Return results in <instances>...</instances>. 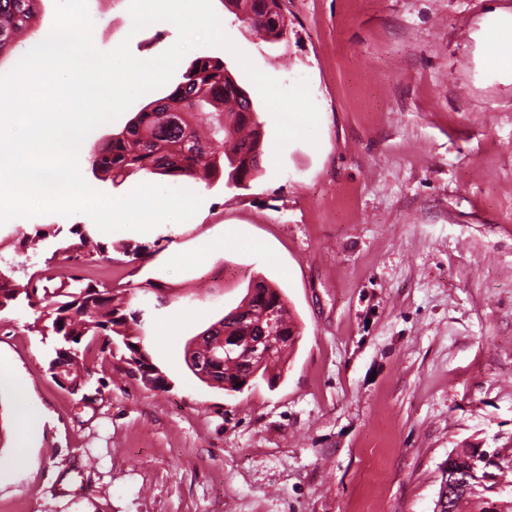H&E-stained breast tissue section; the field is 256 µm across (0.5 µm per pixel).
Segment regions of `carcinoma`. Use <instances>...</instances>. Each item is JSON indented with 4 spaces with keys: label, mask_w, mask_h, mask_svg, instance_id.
Segmentation results:
<instances>
[{
    "label": "carcinoma",
    "mask_w": 512,
    "mask_h": 512,
    "mask_svg": "<svg viewBox=\"0 0 512 512\" xmlns=\"http://www.w3.org/2000/svg\"><path fill=\"white\" fill-rule=\"evenodd\" d=\"M39 0H0V56L7 54L12 34L27 27L38 11ZM282 0H225V6L242 27L270 44L288 45V22L282 16ZM234 101L238 111L226 115L221 106ZM264 134L254 101L219 58L199 57L182 80L162 98L146 105L89 158L92 174L100 180L125 181L134 175L186 177L209 184L227 175L225 186L245 189L261 169ZM59 231L50 224L21 233L22 249L54 238ZM73 237L56 252L73 266L93 260L85 251L90 230L85 224L71 227ZM134 291L83 283L76 275L45 279L37 276L19 282L8 270H0V313L25 303L35 315L33 328L53 343L48 363L50 375H66L76 386L94 377L89 362L92 349L101 355L123 350L126 372L145 387L167 390L168 378L153 363L138 330L137 311L131 309ZM268 306L279 312L283 338L264 362L226 361L216 352L211 377L199 380L227 393L258 380L273 384L281 378L287 358L300 332L292 320L283 289L263 277L251 280L240 303L200 332L217 341L224 332L241 336L240 349L253 341V331L241 326L249 317L257 320ZM476 449L464 448L448 458L451 472L463 476L473 467ZM499 482L509 489L492 501L461 498L445 501L441 512H512V465L497 467Z\"/></svg>",
    "instance_id": "obj_1"
}]
</instances>
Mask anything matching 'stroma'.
<instances>
[{
  "label": "stroma",
  "instance_id": "stroma-1",
  "mask_svg": "<svg viewBox=\"0 0 512 512\" xmlns=\"http://www.w3.org/2000/svg\"><path fill=\"white\" fill-rule=\"evenodd\" d=\"M102 51L153 58L178 37L132 31L124 0H87ZM256 67L306 78L319 143L275 154L265 132L246 189L178 180L199 211L149 236H112L87 282L133 288L144 343L167 376L155 391L118 358L73 394L47 371L49 343L20 306L0 325V512H433L460 448L512 463V71L484 59L512 0H283L287 47L261 42L213 0ZM89 216L0 224V269L70 273L56 257ZM59 228L37 250L18 230ZM224 249L200 256L201 240ZM141 245L139 256L119 248ZM181 251V261L169 260ZM264 277L300 336L275 385L227 393L199 381L187 342ZM44 413L27 464L11 467L16 384Z\"/></svg>",
  "mask_w": 512,
  "mask_h": 512
}]
</instances>
